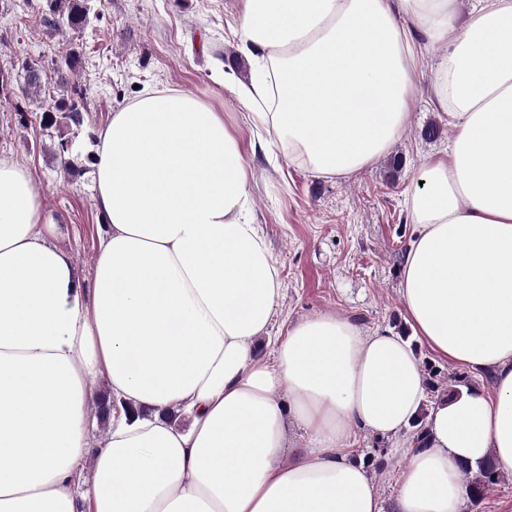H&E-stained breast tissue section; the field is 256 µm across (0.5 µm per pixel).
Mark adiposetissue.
Listing matches in <instances>:
<instances>
[{
    "label": "adipose tissue",
    "instance_id": "obj_1",
    "mask_svg": "<svg viewBox=\"0 0 512 512\" xmlns=\"http://www.w3.org/2000/svg\"><path fill=\"white\" fill-rule=\"evenodd\" d=\"M242 0L241 95L290 159L333 179L410 118L423 43L451 129L406 200L401 296L439 356L491 389L438 402L391 510L345 443L398 435L426 397L388 331L331 313L259 350L283 296L238 140L199 97L147 89L98 133L108 230L84 286L28 169L0 158V512H465L462 466L512 472V0ZM104 379L118 406L98 444ZM310 445L293 444L295 430ZM89 484L78 495L81 484ZM100 393L97 397L94 398L91 408L89 409V417H88V432L90 436V440L92 444H94L97 439L103 435V433L108 429L111 419H112V399H107V404L110 405V411L105 420H102L98 413L97 402L99 401V397L105 396L107 398L108 390L102 386L99 389Z\"/></svg>",
    "mask_w": 512,
    "mask_h": 512
}]
</instances>
